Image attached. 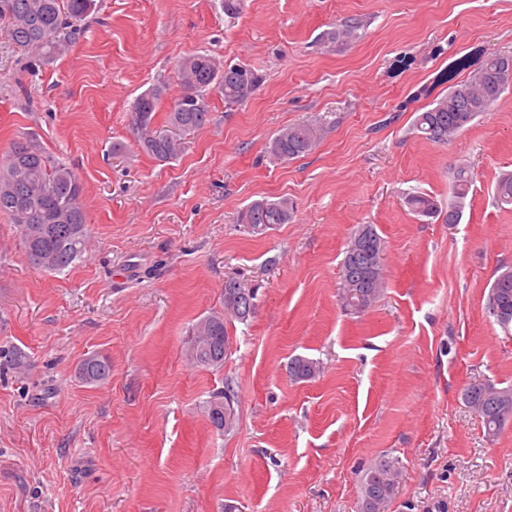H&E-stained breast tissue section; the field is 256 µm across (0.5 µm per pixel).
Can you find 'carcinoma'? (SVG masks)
<instances>
[{"mask_svg":"<svg viewBox=\"0 0 512 512\" xmlns=\"http://www.w3.org/2000/svg\"><path fill=\"white\" fill-rule=\"evenodd\" d=\"M93 8V0H0V21L7 24L13 47L22 53L54 56L65 51L68 31ZM184 93L171 102L164 125L155 117L166 94L163 84L142 91L134 100V134L141 150L159 162L178 159L185 150L184 136L210 121L207 95L216 91L229 104H243L255 91L261 76L251 67L224 63L207 53H195L178 63ZM512 85V56L492 53L483 65L465 80L452 84L448 95L434 101L415 119L422 138L446 143L458 135L479 114L490 110L505 89ZM318 129L313 124L288 125L266 143L272 157L290 161L309 154L316 145ZM472 184V173L465 165L454 169L452 196L446 223H458ZM498 203L512 205V171L500 176L495 187ZM83 185L69 165L59 162L27 138L15 139L0 158V214L18 229L29 261L46 272L57 273L69 267L87 251L91 233L82 206ZM407 205L423 215L436 212V204L423 195L406 199ZM292 208L285 200L257 199L244 207L238 221L255 233H262L291 220ZM384 244L372 224H360L352 232L341 263L342 300L358 288L368 296L366 309L380 297L383 288L382 255ZM257 292L236 279L224 283V306L192 325L188 346L191 359L199 366L220 368L227 353L228 326L246 322L256 309ZM488 314L502 327L512 324V269L493 281L487 301ZM112 363L99 355L83 358L76 368L85 384L107 380ZM320 374L318 361L297 357L288 365V376L295 382ZM463 402L483 419L489 436L499 434L512 420V388L493 383H470L461 391ZM232 385L209 401L207 416L218 431L232 427L236 415ZM401 472L398 460L382 457L361 475L358 512H386L398 492Z\"/></svg>","mask_w":512,"mask_h":512,"instance_id":"carcinoma-1","label":"carcinoma"}]
</instances>
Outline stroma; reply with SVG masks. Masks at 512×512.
Wrapping results in <instances>:
<instances>
[{"label": "stroma", "mask_w": 512, "mask_h": 512, "mask_svg": "<svg viewBox=\"0 0 512 512\" xmlns=\"http://www.w3.org/2000/svg\"><path fill=\"white\" fill-rule=\"evenodd\" d=\"M358 22L355 38L325 34ZM254 68L251 98L207 96L210 121L162 163L138 147L131 104L194 51ZM512 55V0H95L66 53L17 52L0 24V155L20 137L84 185L91 246L56 274L33 266L0 215V512H356L366 466L402 464L387 512H512V421L488 439L471 382L512 387V331L486 314L512 267V87L447 143L413 120L488 54ZM408 56L409 67L394 61ZM466 69H457L458 61ZM319 129L316 148L265 152L281 128ZM123 144L113 154V144ZM473 173L460 223L452 173ZM423 193L433 216L412 212ZM287 200L289 223L238 224L253 200ZM375 225L385 284L345 309L339 269L352 230ZM257 290L229 328L221 368L187 361L191 326L221 309L224 283ZM112 363L78 381L86 356ZM297 356L321 373L291 381ZM232 383L238 416L205 408ZM112 372V363L99 355L83 358L76 368L77 378L85 384H96L107 380Z\"/></svg>", "instance_id": "1"}]
</instances>
